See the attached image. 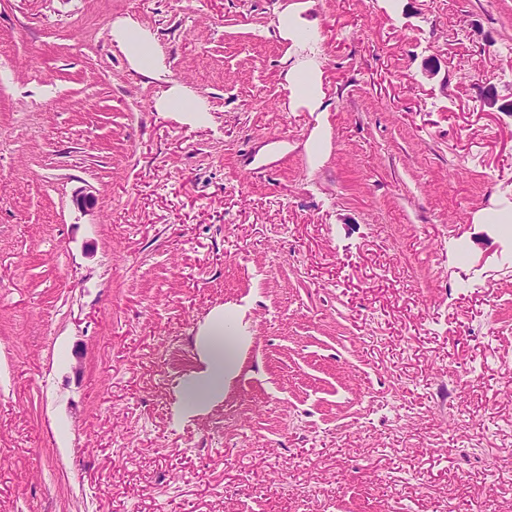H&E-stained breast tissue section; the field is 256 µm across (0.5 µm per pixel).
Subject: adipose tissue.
<instances>
[{"label": "adipose tissue", "instance_id": "ef3b65f1", "mask_svg": "<svg viewBox=\"0 0 512 512\" xmlns=\"http://www.w3.org/2000/svg\"><path fill=\"white\" fill-rule=\"evenodd\" d=\"M112 39L129 64L140 73L165 80L167 69L157 43L139 23L123 19L113 23ZM292 104L317 112L322 107L320 75L313 65L296 68L289 78ZM223 309L214 310L198 332L194 344L197 367L184 377L176 391V419L208 413L224 400V388L235 375L241 339L224 333Z\"/></svg>", "mask_w": 512, "mask_h": 512}]
</instances>
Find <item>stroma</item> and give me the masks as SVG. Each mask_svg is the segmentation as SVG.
<instances>
[{
  "label": "stroma",
  "instance_id": "1",
  "mask_svg": "<svg viewBox=\"0 0 512 512\" xmlns=\"http://www.w3.org/2000/svg\"><path fill=\"white\" fill-rule=\"evenodd\" d=\"M507 42L512 0H0V512H512ZM112 40L124 53L129 64L140 73L169 87L156 102L159 112H192L203 121L206 107L198 102L184 86L167 78V69L154 36L139 23L130 19L118 20L112 25ZM292 105H302L309 111L319 112L322 107L320 75L311 64L296 68L289 78ZM223 308L214 310L195 336L197 369L180 380L173 407L176 419L211 411L224 401V388L235 375L241 337L224 335Z\"/></svg>",
  "mask_w": 512,
  "mask_h": 512
}]
</instances>
